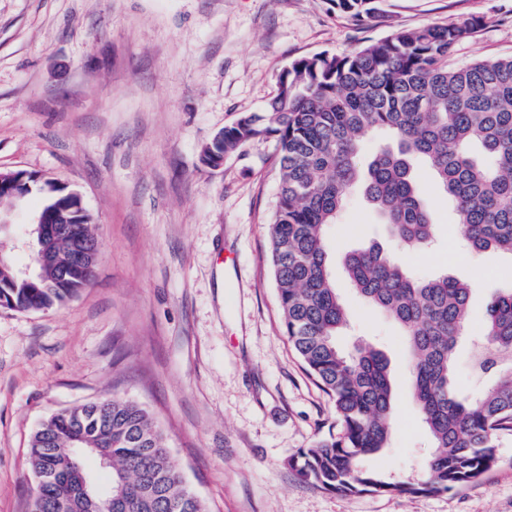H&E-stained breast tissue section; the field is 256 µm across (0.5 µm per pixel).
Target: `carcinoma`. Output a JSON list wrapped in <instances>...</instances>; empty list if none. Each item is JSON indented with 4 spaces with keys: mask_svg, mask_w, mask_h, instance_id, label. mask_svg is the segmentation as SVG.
<instances>
[{
    "mask_svg": "<svg viewBox=\"0 0 512 512\" xmlns=\"http://www.w3.org/2000/svg\"><path fill=\"white\" fill-rule=\"evenodd\" d=\"M364 23L380 0H330ZM483 24L481 18L397 30L347 55L321 52L292 60L262 114H244L203 148L201 161L226 158L269 139L279 170L269 220L273 279L288 341L331 398L340 432L292 459L299 476L344 497L364 493L417 496L446 492L489 470L496 440L512 430V289L490 298L472 361L494 380L478 394L456 391L457 347L466 333L473 284L448 275L419 280L378 245L345 258L350 285L402 329L413 370V399L431 438L423 478L399 481L362 465L388 447L392 429L389 361L358 343L345 351L336 336L346 310L329 274L326 227L336 223L346 191L360 187L395 240L421 249L435 225L411 161H424L454 207L473 251L512 256V56L464 66L448 57ZM384 131L366 164L360 143ZM52 209L67 191L34 188ZM59 259L69 244L95 236L91 224H58ZM91 281L76 266L46 267L23 278L0 263V307L37 312L75 298ZM88 448L106 467L112 496L98 479L88 496L72 494L73 473L88 474L73 448ZM35 482L30 512H208L186 485L171 449L142 405L114 396L77 412L60 408L31 434Z\"/></svg>",
    "mask_w": 512,
    "mask_h": 512,
    "instance_id": "cac0c4a2",
    "label": "carcinoma"
}]
</instances>
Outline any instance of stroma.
Segmentation results:
<instances>
[{
  "label": "stroma",
  "instance_id": "stroma-1",
  "mask_svg": "<svg viewBox=\"0 0 512 512\" xmlns=\"http://www.w3.org/2000/svg\"><path fill=\"white\" fill-rule=\"evenodd\" d=\"M472 17L485 24L454 64L512 55V0H382L363 26L330 0H0V172L79 191L102 243L93 280L63 307L0 308V512H28L38 423L112 395L149 410L208 512H512L509 430L491 470L445 493L345 498L298 476L290 458L339 425L284 333L269 264L273 144L200 161L215 133L263 111L293 59ZM413 167L432 247L398 249L357 189L327 229L349 320L340 341L390 362L389 446L364 464L401 480L423 476L429 447L412 368L399 325L348 288L345 254L376 243L414 278L472 281L471 336L512 285V257L469 250L429 168ZM39 207L32 196L9 209L0 251L16 267L32 262L24 232Z\"/></svg>",
  "mask_w": 512,
  "mask_h": 512
}]
</instances>
